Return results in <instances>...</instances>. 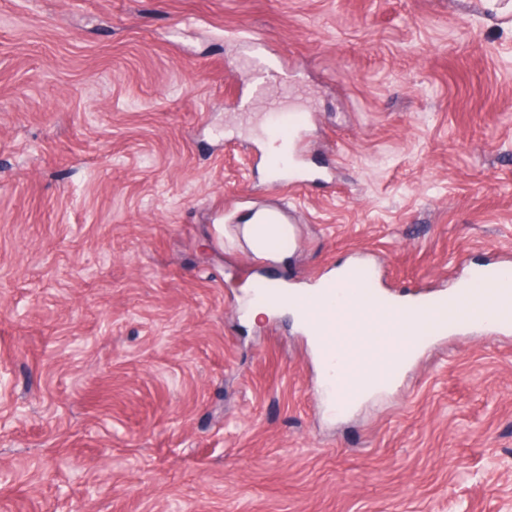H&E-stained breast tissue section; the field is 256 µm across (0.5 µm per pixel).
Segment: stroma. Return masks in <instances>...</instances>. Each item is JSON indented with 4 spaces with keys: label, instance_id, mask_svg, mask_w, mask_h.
<instances>
[{
    "label": "stroma",
    "instance_id": "obj_1",
    "mask_svg": "<svg viewBox=\"0 0 512 512\" xmlns=\"http://www.w3.org/2000/svg\"><path fill=\"white\" fill-rule=\"evenodd\" d=\"M283 203L284 260L251 254ZM508 259L512 0H0V512H512V329L424 334L333 408L295 318L243 306ZM298 111H283L280 108H273L269 114L271 129L277 131V136L290 137L302 124V117ZM252 295L259 303L273 310H278L288 301V292L285 289L274 288L265 282L257 283L252 289Z\"/></svg>",
    "mask_w": 512,
    "mask_h": 512
}]
</instances>
